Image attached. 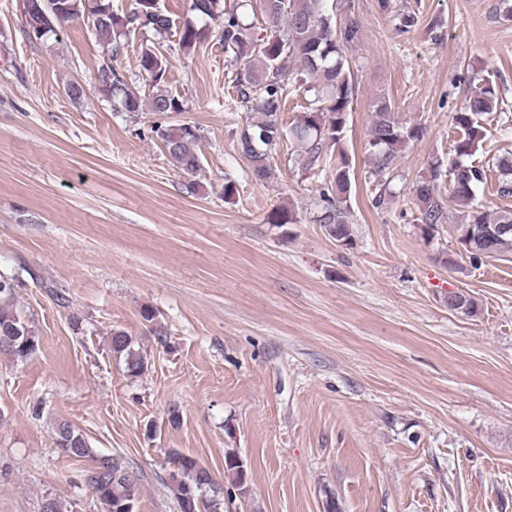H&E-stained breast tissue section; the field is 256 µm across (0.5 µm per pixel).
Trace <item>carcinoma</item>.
Wrapping results in <instances>:
<instances>
[{
	"mask_svg": "<svg viewBox=\"0 0 512 512\" xmlns=\"http://www.w3.org/2000/svg\"><path fill=\"white\" fill-rule=\"evenodd\" d=\"M221 0H191L190 11L207 18L218 28V36L229 62L236 67L235 87L240 103L255 117L236 130L238 151L250 163L252 178L268 182L274 177L272 151L285 140L300 148L304 168L313 170L336 162L333 186L321 194L323 205L318 222L339 245L350 248L355 238L348 201L352 190L349 163L341 147L347 129L351 104L358 93L352 59L348 52L359 40L360 22L351 11V0H339L340 14L326 9L327 0H241L231 9L220 7ZM136 7L119 16L111 0H95L85 9L83 0H24L23 32L36 31L40 38L58 35L65 26L88 11L96 36L119 54L121 38L138 28L148 27L162 34L173 21L159 10L158 0H135ZM260 13L266 23L263 37L251 33L249 17ZM206 28L191 21L182 26L178 45L185 52L195 51ZM140 71L149 78L150 93L140 95L126 77L108 65L99 70L101 89L119 112H154L158 115L184 111L180 97L166 89L167 58L154 46L144 45L139 53ZM313 93L305 110L287 126L281 113L290 84ZM502 96L487 81L474 86L464 106L453 113L452 123L460 131L453 140L448 161L434 160L412 186L418 216L415 228L420 236L434 239L447 223L450 201L462 208L457 230L469 262L485 258L512 257V231H495L498 224L512 225V210L488 212L472 206L475 189L484 183V167L464 158L472 157L483 137L482 122L501 108ZM152 132L161 140L176 166L187 174L201 170L199 128L190 124L174 128L156 125ZM423 136L418 125L398 118L390 100L382 97L373 104L368 131L366 162L375 183L372 206L384 208L392 196L401 148ZM336 154H331V150ZM498 194L512 196V153L497 159ZM448 182V198L441 185ZM19 279L0 271V356L23 363L37 353L39 337L32 323L17 311L15 298ZM448 310L468 317L478 313V303L463 291L454 292ZM109 352L123 363L124 372L138 378L148 370V359L137 338L123 329L110 334ZM58 451L77 462L87 461L82 470L83 484L104 506V512H136L137 476L120 456L97 455L87 438L71 424L61 421L54 427ZM167 488L179 512H224V489L208 469L190 455L168 454ZM224 471L239 494L246 493L244 464L234 451L224 454Z\"/></svg>",
	"mask_w": 512,
	"mask_h": 512,
	"instance_id": "1",
	"label": "carcinoma"
}]
</instances>
